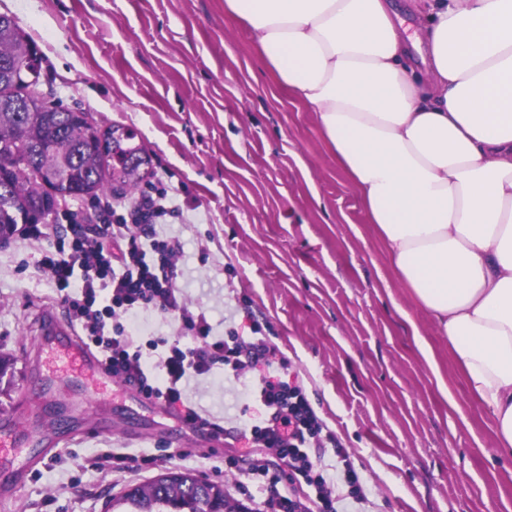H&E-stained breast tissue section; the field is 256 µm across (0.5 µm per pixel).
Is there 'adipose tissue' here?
Masks as SVG:
<instances>
[{
    "label": "adipose tissue",
    "mask_w": 512,
    "mask_h": 512,
    "mask_svg": "<svg viewBox=\"0 0 512 512\" xmlns=\"http://www.w3.org/2000/svg\"><path fill=\"white\" fill-rule=\"evenodd\" d=\"M313 112L398 280L447 336L512 453V0H427L431 60L393 0H224Z\"/></svg>",
    "instance_id": "1"
}]
</instances>
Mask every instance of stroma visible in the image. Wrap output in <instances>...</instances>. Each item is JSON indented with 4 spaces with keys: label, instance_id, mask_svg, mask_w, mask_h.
Instances as JSON below:
<instances>
[{
    "label": "stroma",
    "instance_id": "35a3bbf8",
    "mask_svg": "<svg viewBox=\"0 0 512 512\" xmlns=\"http://www.w3.org/2000/svg\"><path fill=\"white\" fill-rule=\"evenodd\" d=\"M41 54L32 93L133 130L149 175L174 190L184 221L178 286L216 334L244 303L263 317L316 414L361 476L367 512H512V454L497 451L488 413L472 396L446 336L397 280L361 200L327 146L314 113L267 71L247 27L224 0H0ZM38 243L16 232L0 246V353L13 360L0 421L16 416L33 375L38 310L66 308L38 268ZM426 342L433 362L418 344ZM255 372L190 380L192 404L235 421L237 390ZM87 381L69 379L31 420L36 466L0 512H106L107 503L156 468L98 465L187 448L176 468L223 484L230 438L182 428L174 410L112 390L86 438ZM171 449L172 448H159L158 454L143 456H128L123 453L112 452V457L110 455L102 457L104 463H101V467L112 465V470L118 471L146 469L164 460H170L173 458H186L190 455V452L183 448L177 450Z\"/></svg>",
    "mask_w": 512,
    "mask_h": 512
}]
</instances>
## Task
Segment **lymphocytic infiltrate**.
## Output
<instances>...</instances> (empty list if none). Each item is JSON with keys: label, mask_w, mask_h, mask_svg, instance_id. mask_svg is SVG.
I'll use <instances>...</instances> for the list:
<instances>
[{"label": "lymphocytic infiltrate", "mask_w": 512, "mask_h": 512, "mask_svg": "<svg viewBox=\"0 0 512 512\" xmlns=\"http://www.w3.org/2000/svg\"><path fill=\"white\" fill-rule=\"evenodd\" d=\"M172 193L157 179L127 205L106 198L61 213L67 231L41 249L37 264L69 320L101 353L114 378L146 399L172 409L184 406L179 419L194 431L218 436L225 428L185 407L191 378L221 371L237 379L263 367L243 392L244 401L259 403L262 413L240 420L235 433L247 451L229 459L239 475L238 494L261 490L254 512H345L346 505H362L367 494L349 455L317 416L303 386L290 380L291 365L264 336L263 322L251 319L247 337L232 325L219 336L205 311L185 302L178 286L182 242L158 230L167 219L183 216ZM146 314L174 317L178 336L139 343L136 322ZM329 450L336 457L331 469L322 464ZM341 483L349 486V496L336 494Z\"/></svg>", "instance_id": "f902f5d3"}]
</instances>
